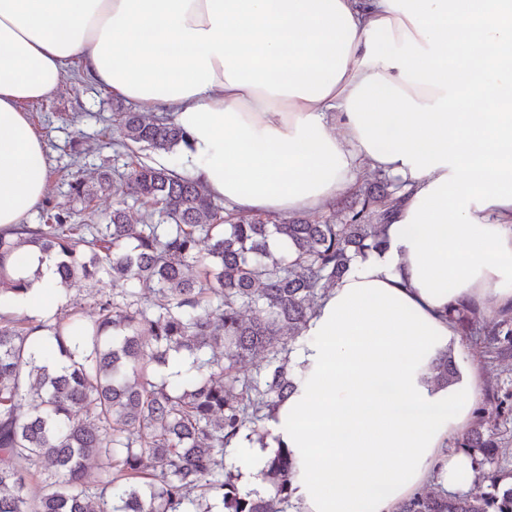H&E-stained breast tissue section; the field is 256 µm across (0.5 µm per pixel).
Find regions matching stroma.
<instances>
[{
    "label": "stroma",
    "mask_w": 512,
    "mask_h": 512,
    "mask_svg": "<svg viewBox=\"0 0 512 512\" xmlns=\"http://www.w3.org/2000/svg\"><path fill=\"white\" fill-rule=\"evenodd\" d=\"M116 103L110 88L69 72L53 96L26 104L30 120L44 140L48 166L45 198L29 217V224L43 223L50 208L67 211L73 221H82L86 214L82 202L70 189L71 182L100 170L114 177L126 173L129 149L110 121ZM111 288L112 283L107 279L85 282L80 288L57 296L41 316L51 320L65 317L76 301L81 303L86 315H94L98 290ZM458 350L459 362L479 369L482 388L512 392V363L486 362L466 336L459 337Z\"/></svg>",
    "instance_id": "obj_1"
}]
</instances>
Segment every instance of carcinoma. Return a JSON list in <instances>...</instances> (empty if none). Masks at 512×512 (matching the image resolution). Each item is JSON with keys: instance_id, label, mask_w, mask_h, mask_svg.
<instances>
[{"instance_id": "cac0c4a2", "label": "carcinoma", "mask_w": 512, "mask_h": 512, "mask_svg": "<svg viewBox=\"0 0 512 512\" xmlns=\"http://www.w3.org/2000/svg\"><path fill=\"white\" fill-rule=\"evenodd\" d=\"M111 120L128 145L171 153L188 144L184 130L152 112L118 107ZM126 185L143 210L139 224L118 206L105 224L48 212L42 224L0 232V299L29 291L7 269L24 245L56 259L67 292L112 282L92 321L76 305L53 323L0 311V512H287L303 472L294 453L274 450L267 496L240 490L224 464L227 448L270 436L265 421L297 387L290 341L356 256L387 247L383 228L404 195L380 174L359 205H340L342 223L312 224L226 213L197 179L138 159ZM70 188L88 209L121 185L103 171ZM448 318L488 359L512 361L511 310L484 317L461 302ZM45 341L60 358L53 368L38 354ZM182 356L191 363L179 387L157 380L158 368ZM259 356L256 373L240 376L239 365ZM458 376L452 353L441 355L433 380L448 385ZM511 419L512 393L489 390L450 443L471 458L485 491L430 485L400 512H512V470L500 466L496 437Z\"/></svg>"}]
</instances>
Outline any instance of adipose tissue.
Instances as JSON below:
<instances>
[{"label": "adipose tissue", "mask_w": 512, "mask_h": 512, "mask_svg": "<svg viewBox=\"0 0 512 512\" xmlns=\"http://www.w3.org/2000/svg\"><path fill=\"white\" fill-rule=\"evenodd\" d=\"M76 60L170 114L227 209L321 210L376 169L403 183L388 250L309 319L271 431L303 464L301 512H398L430 483L469 488L471 460L448 443L479 374H429L457 346L450 305L512 307V0H0V229L46 194L23 105ZM10 270L38 314L58 290L53 258L26 246ZM459 376V371L451 351L441 355L433 367V380L448 385Z\"/></svg>", "instance_id": "ef3b65f1"}]
</instances>
